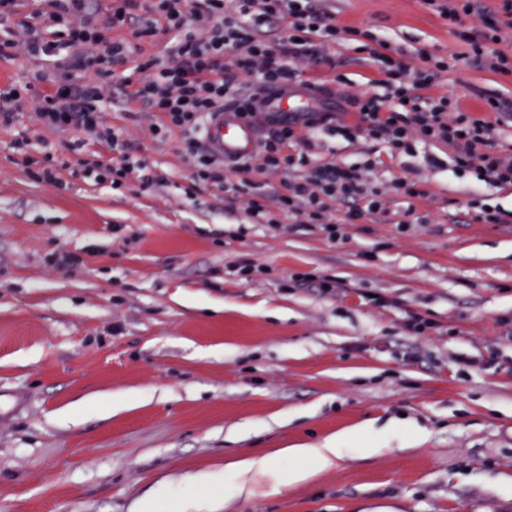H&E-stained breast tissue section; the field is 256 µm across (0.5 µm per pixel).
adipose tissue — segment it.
Here are the masks:
<instances>
[{"label":"adipose tissue","mask_w":512,"mask_h":512,"mask_svg":"<svg viewBox=\"0 0 512 512\" xmlns=\"http://www.w3.org/2000/svg\"><path fill=\"white\" fill-rule=\"evenodd\" d=\"M348 453L345 438L331 436L314 446L281 448L259 458L242 459L229 464L225 472L197 475L195 481L199 484L222 485L224 496L229 499L253 493L254 487L251 483L253 472L261 471L271 474L278 485L290 486L306 482L316 471L332 467L337 460L347 456ZM288 457L299 459V466L282 467V459Z\"/></svg>","instance_id":"adipose-tissue-1"}]
</instances>
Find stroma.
<instances>
[{"mask_svg": "<svg viewBox=\"0 0 512 512\" xmlns=\"http://www.w3.org/2000/svg\"><path fill=\"white\" fill-rule=\"evenodd\" d=\"M318 2L413 65L470 50L423 0ZM328 53L336 67L314 82L385 95L358 37ZM476 87L512 99V73L460 61L433 92L473 110ZM105 114L163 177L153 193L101 182L84 161L117 153L74 154V133L30 108L0 128V512H137L162 483L174 495L155 512H180L224 493L199 472L337 434L353 454L297 486L254 473V494L219 512H512V221L479 224L468 207L477 191L512 214V186L454 172L442 144L394 156L323 130L316 161H370L378 181L423 191L387 195L359 224L330 202L332 239L285 212L257 223L240 174L194 184L181 132L154 139L120 84ZM24 138L30 156L69 161L61 187L30 175ZM58 250L78 263L53 266ZM296 271L338 288L293 287ZM411 311L432 329L410 333ZM372 436L381 450L359 455Z\"/></svg>", "mask_w": 512, "mask_h": 512, "instance_id": "obj_1", "label": "stroma"}]
</instances>
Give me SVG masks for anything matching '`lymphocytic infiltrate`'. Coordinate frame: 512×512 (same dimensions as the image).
<instances>
[{
	"instance_id": "obj_1",
	"label": "lymphocytic infiltrate",
	"mask_w": 512,
	"mask_h": 512,
	"mask_svg": "<svg viewBox=\"0 0 512 512\" xmlns=\"http://www.w3.org/2000/svg\"><path fill=\"white\" fill-rule=\"evenodd\" d=\"M88 0H50L38 22L22 15L21 0H0V23L11 25L0 37V58L24 51L47 62L36 73L29 98L12 89L0 92V127L12 126L21 105H29L43 127L76 132L72 150L91 143L118 151L117 164L104 175L112 186L135 182L146 191L159 186L155 174L138 157L122 131L105 117L103 100L113 79L131 88L143 111L161 114L153 136L167 128L180 130L194 183L223 185L228 171L247 175L258 170L287 176V193L270 194L258 184L242 181L251 217L274 223L273 206L291 212L305 224L324 225L337 236L328 218L330 200L349 202L348 224L361 223L366 212L380 210L386 192L409 198L421 194L415 181L400 179L383 187L356 167L312 162L309 152L316 132L329 130L345 137L359 135L386 144L390 152L413 154L416 142L442 143L453 150L456 171L475 172L479 181L512 185V153L498 151L495 141L512 117V101L485 91L478 112L461 109L448 95L433 96L432 88L448 70L447 60L423 56L411 67L387 53H377L388 98L346 95L354 107L352 120L337 112H304L282 118L256 109V97L239 91L241 77H249L260 91L283 92L301 84L305 68L332 66L327 45L345 29L315 0H112L107 26H99L87 8ZM449 26H471L472 50L480 68L512 70V58L497 48L503 29L512 28V0H425ZM128 36L113 39L112 31ZM169 36L166 57H151L125 75H117L139 41ZM229 106L249 127H263L246 157L219 161L203 148L199 136L212 112ZM300 151L290 152L291 143Z\"/></svg>"
}]
</instances>
